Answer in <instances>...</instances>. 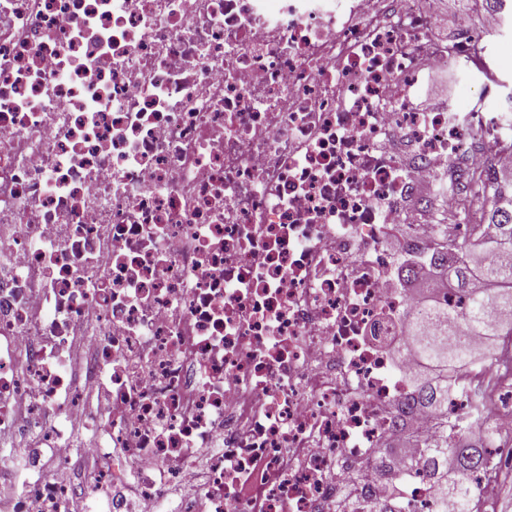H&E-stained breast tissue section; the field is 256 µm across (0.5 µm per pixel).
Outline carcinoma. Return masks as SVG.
I'll return each mask as SVG.
<instances>
[{
    "mask_svg": "<svg viewBox=\"0 0 512 512\" xmlns=\"http://www.w3.org/2000/svg\"><path fill=\"white\" fill-rule=\"evenodd\" d=\"M488 192L474 201L489 210L492 224L483 232L480 225H469V236L450 247L429 248V264L448 280L450 288L466 302L463 321L467 329L489 338L512 336V322L497 318L501 310H512V173L494 177ZM478 279L482 287L473 288ZM457 315L448 311L433 294L416 303L406 320V333L420 356L408 404L433 411L438 422L435 438L418 441V453L410 469L424 470L436 487L434 512H448V498L459 501L458 512H471L472 486L469 477L486 469L490 448L498 430L482 421L483 405L476 403L460 415L448 414V395L465 391L466 367L476 362ZM454 344L448 345V339ZM453 467H448V458Z\"/></svg>",
    "mask_w": 512,
    "mask_h": 512,
    "instance_id": "1",
    "label": "carcinoma"
}]
</instances>
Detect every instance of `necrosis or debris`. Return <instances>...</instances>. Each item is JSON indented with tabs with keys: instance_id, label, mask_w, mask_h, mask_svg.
Here are the masks:
<instances>
[{
	"instance_id": "4bbe7bcc",
	"label": "necrosis or debris",
	"mask_w": 512,
	"mask_h": 512,
	"mask_svg": "<svg viewBox=\"0 0 512 512\" xmlns=\"http://www.w3.org/2000/svg\"><path fill=\"white\" fill-rule=\"evenodd\" d=\"M429 0H0L6 512H431L384 446L430 440L400 261L431 277L465 196L512 168L464 10ZM466 69L415 105L425 66ZM81 432H74L73 423Z\"/></svg>"
}]
</instances>
